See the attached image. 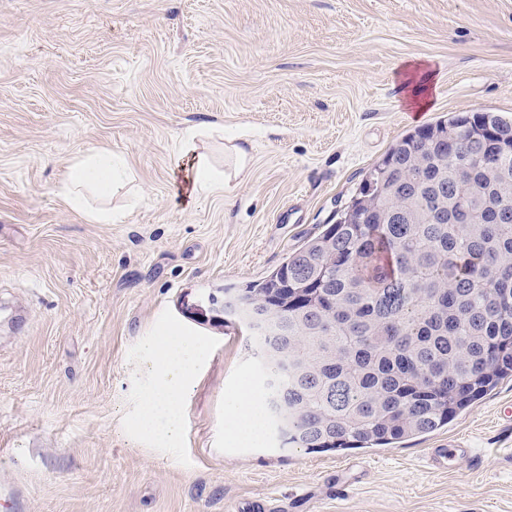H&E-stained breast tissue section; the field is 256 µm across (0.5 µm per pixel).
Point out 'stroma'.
I'll return each mask as SVG.
<instances>
[{
  "label": "stroma",
  "mask_w": 512,
  "mask_h": 512,
  "mask_svg": "<svg viewBox=\"0 0 512 512\" xmlns=\"http://www.w3.org/2000/svg\"><path fill=\"white\" fill-rule=\"evenodd\" d=\"M432 73L425 111L398 91ZM512 120V0H0V512H512V378L448 425L391 448L310 453L228 430L263 396L246 335L191 315L319 234L403 135L458 113ZM199 127L247 176L182 200L173 150ZM134 176L90 207L57 193L97 151ZM194 340L176 442L144 431L146 346ZM436 448H470L447 469ZM230 429L250 440H257L260 435V421L254 396L242 391L225 403Z\"/></svg>",
  "instance_id": "35a3bbf8"
}]
</instances>
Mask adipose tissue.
Listing matches in <instances>:
<instances>
[{
  "instance_id": "obj_1",
  "label": "adipose tissue",
  "mask_w": 512,
  "mask_h": 512,
  "mask_svg": "<svg viewBox=\"0 0 512 512\" xmlns=\"http://www.w3.org/2000/svg\"><path fill=\"white\" fill-rule=\"evenodd\" d=\"M199 130L186 129L179 141L176 156L186 162L191 182L196 190L211 194L230 191L233 182L245 177L251 161L250 152L243 146L228 143L226 151L232 160L229 170L214 169L198 146ZM126 183L125 172L117 167L111 152L97 151L73 163L66 179L59 185L60 197L71 207L83 209L86 218L95 224L118 222L117 212L84 207L80 188H90L98 197L108 198ZM148 352L157 375L156 389L142 420L143 429L156 431L167 439H174L180 430V399L191 380L196 346L186 337L158 338L152 341ZM231 430L250 440L260 436L258 410L252 393L243 391L225 404Z\"/></svg>"
}]
</instances>
